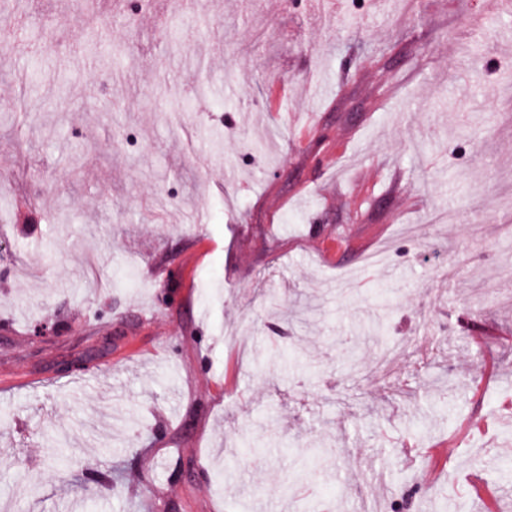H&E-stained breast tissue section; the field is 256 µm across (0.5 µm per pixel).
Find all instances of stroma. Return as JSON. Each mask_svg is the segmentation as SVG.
Returning a JSON list of instances; mask_svg holds the SVG:
<instances>
[{
  "mask_svg": "<svg viewBox=\"0 0 512 512\" xmlns=\"http://www.w3.org/2000/svg\"><path fill=\"white\" fill-rule=\"evenodd\" d=\"M167 2L0 39V506L512 512V13Z\"/></svg>",
  "mask_w": 512,
  "mask_h": 512,
  "instance_id": "obj_1",
  "label": "stroma"
}]
</instances>
